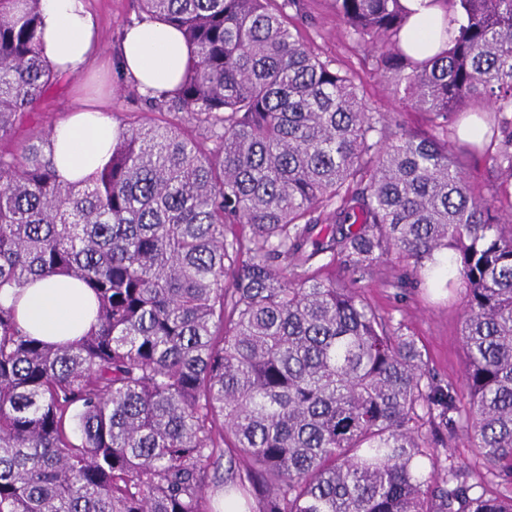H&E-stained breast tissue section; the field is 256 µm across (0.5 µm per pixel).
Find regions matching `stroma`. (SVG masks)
<instances>
[{
	"mask_svg": "<svg viewBox=\"0 0 512 512\" xmlns=\"http://www.w3.org/2000/svg\"><path fill=\"white\" fill-rule=\"evenodd\" d=\"M301 14L293 21L310 38L319 53L339 58L357 74L368 107L381 112H398L404 128L418 130L426 125L423 113L399 109L385 80L374 70L370 57L355 47L343 24L337 20L327 0H302ZM100 33L99 53L88 72L66 78L51 90L40 106L41 128L66 122L76 98L88 103L109 102L111 118L133 114L142 119L152 112L144 100L125 93L115 65L121 34L137 16L136 0H86ZM365 298L385 315L405 319L428 353L434 373L442 379L461 380L464 353L460 342L463 290L447 292L434 286L403 290L392 287L388 275L377 274L360 280Z\"/></svg>",
	"mask_w": 512,
	"mask_h": 512,
	"instance_id": "35a3bbf8",
	"label": "stroma"
}]
</instances>
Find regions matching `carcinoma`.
I'll return each mask as SVG.
<instances>
[{
	"label": "carcinoma",
	"instance_id": "1",
	"mask_svg": "<svg viewBox=\"0 0 512 512\" xmlns=\"http://www.w3.org/2000/svg\"><path fill=\"white\" fill-rule=\"evenodd\" d=\"M137 2L187 67L144 98L166 119H120L64 183L52 130L20 137L64 80L41 0H0V289L66 274L97 300L58 345L0 302V512H512V200L460 156L512 184V0H433L454 27L422 58L401 0H329L418 131L307 43L300 0ZM389 264L465 289L462 385L360 294ZM458 436L473 459L441 452ZM464 162L471 184L480 188L485 194L500 190V179L486 153L467 155Z\"/></svg>",
	"mask_w": 512,
	"mask_h": 512
}]
</instances>
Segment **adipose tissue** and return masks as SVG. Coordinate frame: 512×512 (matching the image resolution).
Segmentation results:
<instances>
[{
  "label": "adipose tissue",
  "mask_w": 512,
  "mask_h": 512,
  "mask_svg": "<svg viewBox=\"0 0 512 512\" xmlns=\"http://www.w3.org/2000/svg\"><path fill=\"white\" fill-rule=\"evenodd\" d=\"M412 16L403 43L416 57L436 52L449 20L430 0H402ZM41 53L65 76L81 73L97 55L99 29L85 0H41ZM190 54L182 34L160 20L128 27L119 49V68L139 90L158 94L174 90ZM113 123L103 109L80 102L70 120L56 127L54 162L62 180L94 175L109 159ZM0 302L16 307L19 324L48 343L79 339L96 322L93 294L79 281L55 275L28 283Z\"/></svg>",
  "instance_id": "obj_1"
}]
</instances>
